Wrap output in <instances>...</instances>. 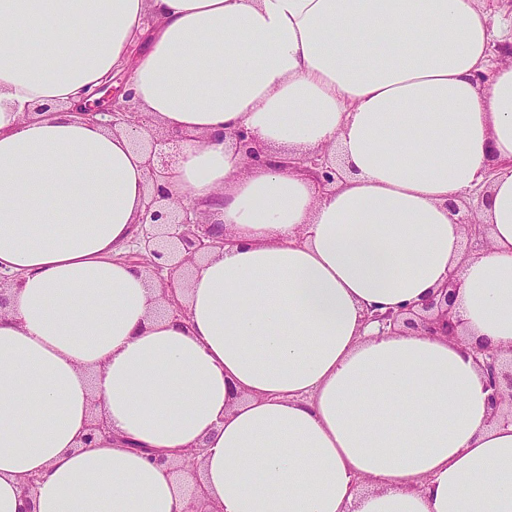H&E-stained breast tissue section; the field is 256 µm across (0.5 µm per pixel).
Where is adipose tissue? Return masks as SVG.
<instances>
[{
    "label": "adipose tissue",
    "instance_id": "1",
    "mask_svg": "<svg viewBox=\"0 0 512 512\" xmlns=\"http://www.w3.org/2000/svg\"><path fill=\"white\" fill-rule=\"evenodd\" d=\"M481 0H0V512H185L145 449L197 448L209 512H512V425L472 348L512 345V63ZM131 67L153 125L190 135L167 186L231 246L159 318L121 261L145 155L82 119ZM491 71L487 85L476 76ZM341 151L331 194L245 168ZM483 193L465 256L448 204ZM460 280L466 344L377 335L367 311ZM102 414L125 446L83 449ZM373 485L358 491L359 481Z\"/></svg>",
    "mask_w": 512,
    "mask_h": 512
}]
</instances>
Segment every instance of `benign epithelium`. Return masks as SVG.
I'll return each mask as SVG.
<instances>
[{"label":"benign epithelium","instance_id":"benign-epithelium-1","mask_svg":"<svg viewBox=\"0 0 512 512\" xmlns=\"http://www.w3.org/2000/svg\"><path fill=\"white\" fill-rule=\"evenodd\" d=\"M99 97L84 105L80 116L103 126L132 133L144 127L143 118L132 102V93L119 97L120 89L106 84L96 90ZM236 149L242 153L248 166L273 164L281 170H298L309 174L322 191L328 192L336 184L337 157L324 150L313 154L285 155L273 161L260 142L245 128L229 133ZM187 137L173 132L152 136L146 146L147 203L139 216L140 231L129 244L128 251L119 259L144 268L150 278L159 282L162 312L186 318V310L176 298L177 287L183 284L188 269L198 259L216 249H221L228 239L215 231L202 213L189 203L173 200L164 184L173 162L168 149H176ZM451 215L466 232V255H474L488 247L487 225L473 220V209L467 197L452 205ZM460 281L450 278L421 305H410L384 313L372 312L366 323L378 324L379 334H393L410 329L430 336H444L462 341L456 332L461 319L455 316L451 306V293ZM474 358L490 391L492 413L490 423H512V347L508 351L475 347ZM107 421L93 415L79 438L81 447L94 448L101 438L111 436Z\"/></svg>","mask_w":512,"mask_h":512}]
</instances>
